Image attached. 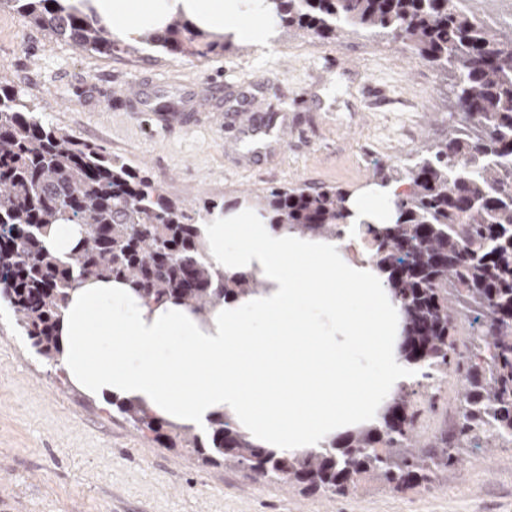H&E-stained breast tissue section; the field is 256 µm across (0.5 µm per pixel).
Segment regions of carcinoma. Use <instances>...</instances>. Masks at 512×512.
Here are the masks:
<instances>
[{
    "label": "carcinoma",
    "instance_id": "cac0c4a2",
    "mask_svg": "<svg viewBox=\"0 0 512 512\" xmlns=\"http://www.w3.org/2000/svg\"><path fill=\"white\" fill-rule=\"evenodd\" d=\"M275 26L319 40L375 35L454 78L456 120L440 141L414 150L394 177L403 181L389 224L365 236L403 316V356L419 377L399 386L370 423L321 448L276 453L255 444L218 412L207 434L162 420L135 400H114L137 430L181 446L205 464L248 469L306 492L349 496L371 479L394 490L432 481L461 462L465 448L512 444V39L498 37L470 0H265ZM31 23L100 55L133 49L67 0H0ZM143 41L170 54L203 58L233 43L177 17ZM274 231L341 238L351 213L333 187L272 188L251 199ZM76 224L81 238L64 258L46 236ZM127 284L150 309L174 303L199 317L261 286L258 273L216 271L200 223L160 182L120 158L42 123L0 73V288L25 336L48 364L62 356L60 321L71 292L91 280ZM483 323L459 347L463 311ZM452 374L463 389L457 428L423 441L414 403Z\"/></svg>",
    "mask_w": 512,
    "mask_h": 512
}]
</instances>
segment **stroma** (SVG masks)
<instances>
[{"label":"stroma","mask_w":512,"mask_h":512,"mask_svg":"<svg viewBox=\"0 0 512 512\" xmlns=\"http://www.w3.org/2000/svg\"><path fill=\"white\" fill-rule=\"evenodd\" d=\"M0 71L42 123L141 167L195 208L273 187L356 193L376 166H403L442 139L453 110L448 73L356 34L322 42L283 28L269 48L103 56L0 7ZM134 89L178 106L196 91L206 118L161 128L126 104ZM246 114L288 127L256 153L240 130ZM0 512H512V447L463 453L425 486L364 481L348 497L204 465L72 387L0 299Z\"/></svg>","instance_id":"35a3bbf8"}]
</instances>
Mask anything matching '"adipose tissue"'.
Returning <instances> with one entry per match:
<instances>
[{"label":"adipose tissue","mask_w":512,"mask_h":512,"mask_svg":"<svg viewBox=\"0 0 512 512\" xmlns=\"http://www.w3.org/2000/svg\"><path fill=\"white\" fill-rule=\"evenodd\" d=\"M119 39L180 15L210 33L268 47L264 0H92ZM396 186L351 195V227L387 224ZM214 268L257 271L246 298L207 319L167 305L148 310L112 281L76 289L60 323L70 383L97 399H132L158 418L207 428L231 415L275 452L318 448L368 423L367 396L408 382L414 370L387 349L393 301L369 261H348L337 240L273 231L246 212L203 228Z\"/></svg>","instance_id":"obj_1"}]
</instances>
